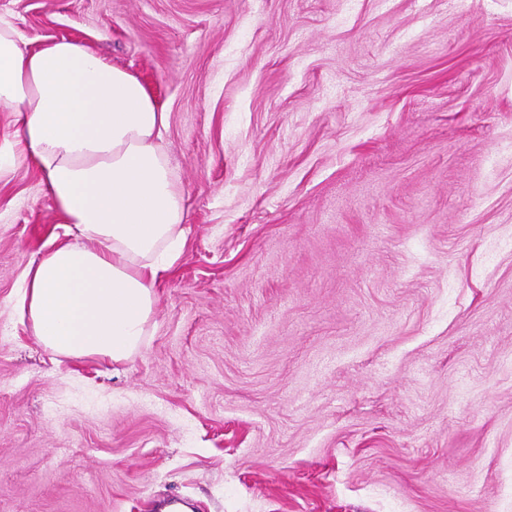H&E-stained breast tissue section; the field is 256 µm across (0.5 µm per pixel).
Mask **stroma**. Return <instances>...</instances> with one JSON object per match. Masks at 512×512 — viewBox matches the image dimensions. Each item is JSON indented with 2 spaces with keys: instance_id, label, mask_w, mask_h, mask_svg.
Masks as SVG:
<instances>
[{
  "instance_id": "obj_1",
  "label": "stroma",
  "mask_w": 512,
  "mask_h": 512,
  "mask_svg": "<svg viewBox=\"0 0 512 512\" xmlns=\"http://www.w3.org/2000/svg\"><path fill=\"white\" fill-rule=\"evenodd\" d=\"M169 114L140 348L40 345L63 238L0 175V512H512V0H0Z\"/></svg>"
}]
</instances>
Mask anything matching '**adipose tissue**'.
Segmentation results:
<instances>
[{
    "mask_svg": "<svg viewBox=\"0 0 512 512\" xmlns=\"http://www.w3.org/2000/svg\"><path fill=\"white\" fill-rule=\"evenodd\" d=\"M0 110L64 219V241L23 280L34 335L62 356L129 358L183 246L184 202L160 144L167 112L97 51L65 38L32 49L6 24Z\"/></svg>",
    "mask_w": 512,
    "mask_h": 512,
    "instance_id": "adipose-tissue-1",
    "label": "adipose tissue"
}]
</instances>
